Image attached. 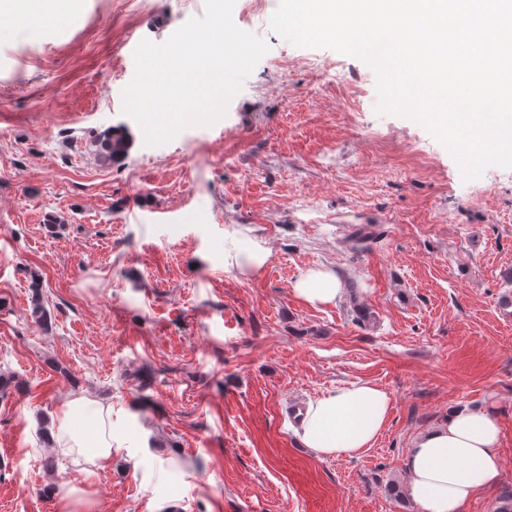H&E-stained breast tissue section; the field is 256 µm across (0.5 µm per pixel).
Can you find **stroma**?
I'll return each mask as SVG.
<instances>
[{
  "mask_svg": "<svg viewBox=\"0 0 512 512\" xmlns=\"http://www.w3.org/2000/svg\"><path fill=\"white\" fill-rule=\"evenodd\" d=\"M259 2L235 0L269 50L225 117L158 146L122 112L133 53L205 0H81L34 38L0 17V512H56L80 484L50 441L74 393L139 424L95 512H417L406 450L460 405L501 431L465 512H512V169L463 181L423 126L376 113L366 63L294 46ZM117 126L133 145L101 161ZM252 242L261 271L225 266ZM320 265L343 291L314 308L292 283ZM356 382L392 397L373 448H303L288 405Z\"/></svg>",
  "mask_w": 512,
  "mask_h": 512,
  "instance_id": "35a3bbf8",
  "label": "stroma"
}]
</instances>
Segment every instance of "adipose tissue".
Here are the masks:
<instances>
[{
  "mask_svg": "<svg viewBox=\"0 0 512 512\" xmlns=\"http://www.w3.org/2000/svg\"><path fill=\"white\" fill-rule=\"evenodd\" d=\"M77 0H0V12L26 20L31 31L70 26ZM292 291L313 307L335 304L341 295L336 273L323 267L304 270ZM391 397L372 383H351L314 401L301 421L300 439L319 457H357L372 448L385 429ZM111 404L85 395L70 397L52 419L50 439L56 454L83 476L82 485L63 482L52 492L57 512H94L91 487L112 467L122 443L119 433L133 428ZM500 431L486 412L469 407L449 413L444 423L416 437L404 467L406 494L419 512H461L477 493L498 480Z\"/></svg>",
  "mask_w": 512,
  "mask_h": 512,
  "instance_id": "adipose-tissue-1",
  "label": "adipose tissue"
}]
</instances>
